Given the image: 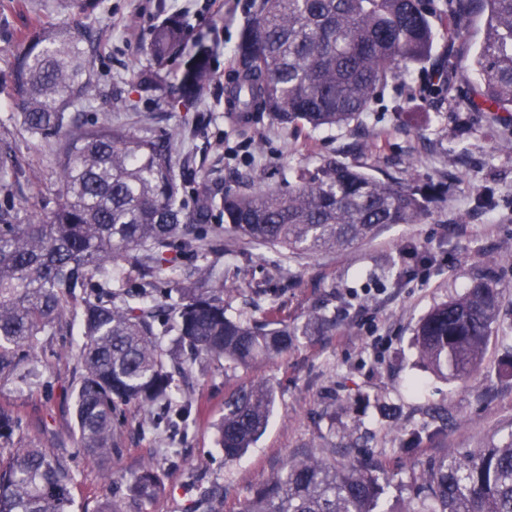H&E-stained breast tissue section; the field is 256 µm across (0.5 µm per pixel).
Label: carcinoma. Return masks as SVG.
I'll return each instance as SVG.
<instances>
[{
	"instance_id": "obj_1",
	"label": "carcinoma",
	"mask_w": 512,
	"mask_h": 512,
	"mask_svg": "<svg viewBox=\"0 0 512 512\" xmlns=\"http://www.w3.org/2000/svg\"><path fill=\"white\" fill-rule=\"evenodd\" d=\"M440 10L439 22L432 20ZM486 14L485 38L471 74L487 112H512V0H260L235 50L236 70L225 87L231 109L266 116L285 128L366 126L370 105L391 84L406 83L409 64L430 55L436 25L448 38L466 37L474 11ZM182 18L152 33L148 54L160 65L184 45ZM91 38L83 26H42L22 40L11 71L13 108L32 139L60 144L58 190L27 222L0 208V375L42 348V337L70 333L81 306V371L73 388L77 451L103 460L119 451L128 425L124 406L158 405L153 427L174 434L188 408L170 415L174 374L185 361L162 343L173 336L190 358L246 367L288 351L299 336L330 327L336 317L314 307L304 325L278 317L276 293L251 289L262 317L229 313L224 277L197 265L173 276L172 253L193 251L207 233L224 230L291 258L346 250L386 224H417L428 216L435 189L381 179L363 165L327 156L295 175L288 189L249 192L227 187L216 197L205 176L187 179L174 158L173 137L141 138L108 117L74 111L94 96ZM455 66H439L425 92L449 97ZM211 79L209 53L186 63V99ZM144 93L162 89L157 71L139 74ZM195 184L184 199L187 183ZM224 218V227L214 221ZM133 288H112L125 270ZM503 294L476 277L465 292L436 305L417 325L419 360L458 380L483 369ZM274 405L273 388L257 382L224 397L216 421L224 461L258 441ZM23 420L0 409V440L12 442ZM74 474L69 459L33 443L0 455V512H71ZM159 478L146 467L125 497L105 499L96 512H129L151 498ZM386 484L365 462L339 464L308 457L287 460L241 512H382ZM409 512H512V440L431 464L413 492Z\"/></svg>"
}]
</instances>
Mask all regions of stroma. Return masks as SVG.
Listing matches in <instances>:
<instances>
[{"instance_id": "35a3bbf8", "label": "stroma", "mask_w": 512, "mask_h": 512, "mask_svg": "<svg viewBox=\"0 0 512 512\" xmlns=\"http://www.w3.org/2000/svg\"><path fill=\"white\" fill-rule=\"evenodd\" d=\"M252 0H96L85 18L97 77L87 115H109L136 136L180 132L177 161L206 174L216 191L247 176L252 190L287 188L293 173L328 155L366 143L361 160L372 175L400 177L410 169L419 183L444 184V200L431 204L418 224H389L353 248L289 258L287 250L256 246L223 235L220 246L183 258L181 267L216 266L230 288L272 279L278 310L305 321L318 305L336 315L324 333L299 337L272 361L225 370L223 362L195 363L175 377L173 407L192 409L188 437L178 454L151 428L153 409L129 404L131 423L120 452L109 460L75 454L71 382L78 368L75 336L52 337L44 352L16 374L0 376V407L20 415L25 442L74 452L73 512H95L112 483L153 465L160 489L140 512H194L214 488L224 490L216 512H239L283 461L313 452L349 463H376L388 481L387 504L411 507L409 485L428 462L512 439V112L476 108L477 85L468 70L484 33L483 16L468 21L460 41L438 36L427 59L412 64L409 86H390L376 98L366 129H288L270 120L238 122L225 106L224 88L236 62L233 48ZM180 13L187 48L158 67L163 91L143 95L136 71L154 67L146 53L151 34L168 14ZM73 15L59 0H0V151L12 154L17 181L0 183V205L12 202L26 216L34 201L57 190L53 142L28 138L12 119V69L22 34L63 25ZM212 56V78L191 106L176 86L198 46ZM453 60V98L425 95L429 74ZM209 121L196 126L197 114ZM504 293L503 310L481 374L451 381L425 369L413 345L418 321L435 305L461 294L478 273ZM254 381L271 385L270 423L252 447L225 462L212 427L224 395Z\"/></svg>"}]
</instances>
